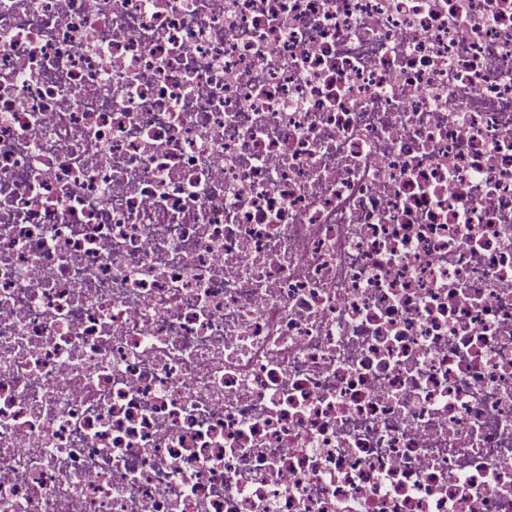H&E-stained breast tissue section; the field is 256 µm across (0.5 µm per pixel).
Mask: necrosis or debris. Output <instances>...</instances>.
<instances>
[{
	"label": "necrosis or debris",
	"instance_id": "necrosis-or-debris-1",
	"mask_svg": "<svg viewBox=\"0 0 512 512\" xmlns=\"http://www.w3.org/2000/svg\"><path fill=\"white\" fill-rule=\"evenodd\" d=\"M0 512H512V0H0Z\"/></svg>",
	"mask_w": 512,
	"mask_h": 512
}]
</instances>
